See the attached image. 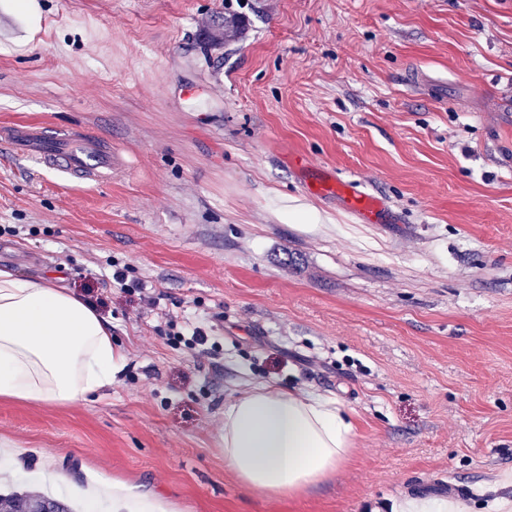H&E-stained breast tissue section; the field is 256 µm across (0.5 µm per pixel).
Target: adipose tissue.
I'll list each match as a JSON object with an SVG mask.
<instances>
[{
  "label": "adipose tissue",
  "mask_w": 512,
  "mask_h": 512,
  "mask_svg": "<svg viewBox=\"0 0 512 512\" xmlns=\"http://www.w3.org/2000/svg\"><path fill=\"white\" fill-rule=\"evenodd\" d=\"M126 362L96 308L47 277L0 269V397L67 406ZM356 435L339 400L259 383L224 406V463L251 490L296 495L337 473Z\"/></svg>",
  "instance_id": "adipose-tissue-1"
}]
</instances>
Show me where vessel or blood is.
Returning <instances> with one entry per match:
<instances>
[{
    "mask_svg": "<svg viewBox=\"0 0 512 512\" xmlns=\"http://www.w3.org/2000/svg\"><path fill=\"white\" fill-rule=\"evenodd\" d=\"M0 140L38 166L88 185L110 179L121 165L119 156L98 139L67 129L52 132L37 123H18L0 128ZM307 189L317 197L342 200L345 210L366 224L376 223L387 211L383 199L330 173L308 183Z\"/></svg>",
    "mask_w": 512,
    "mask_h": 512,
    "instance_id": "obj_1",
    "label": "vessel or blood"
}]
</instances>
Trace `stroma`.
Instances as JSON below:
<instances>
[{"label": "stroma", "mask_w": 512, "mask_h": 512, "mask_svg": "<svg viewBox=\"0 0 512 512\" xmlns=\"http://www.w3.org/2000/svg\"><path fill=\"white\" fill-rule=\"evenodd\" d=\"M512 0H0V124L98 136L88 187L0 144V267L112 323L124 368L58 407L0 398L23 471L153 490L177 512L512 504ZM330 170L382 197L360 224ZM128 266L141 291L112 286ZM206 329L197 360L165 315ZM354 414L337 474L293 497L224 464L251 385ZM308 192L317 197H334L343 201L344 209L365 224H375L387 211L385 201L376 195L356 189L352 183L337 174H323L306 184ZM370 512H461V507L449 502L448 497H404L386 503H373L368 507Z\"/></svg>", "instance_id": "1"}]
</instances>
